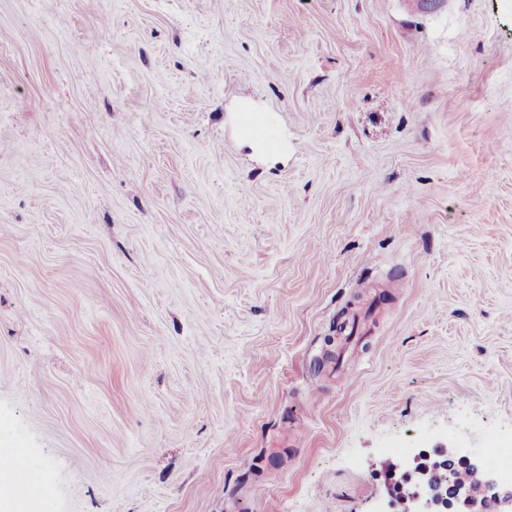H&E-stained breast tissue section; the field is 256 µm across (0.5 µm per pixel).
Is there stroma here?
<instances>
[{
  "instance_id": "1",
  "label": "stroma",
  "mask_w": 512,
  "mask_h": 512,
  "mask_svg": "<svg viewBox=\"0 0 512 512\" xmlns=\"http://www.w3.org/2000/svg\"><path fill=\"white\" fill-rule=\"evenodd\" d=\"M494 433L507 0H0V512H372Z\"/></svg>"
}]
</instances>
